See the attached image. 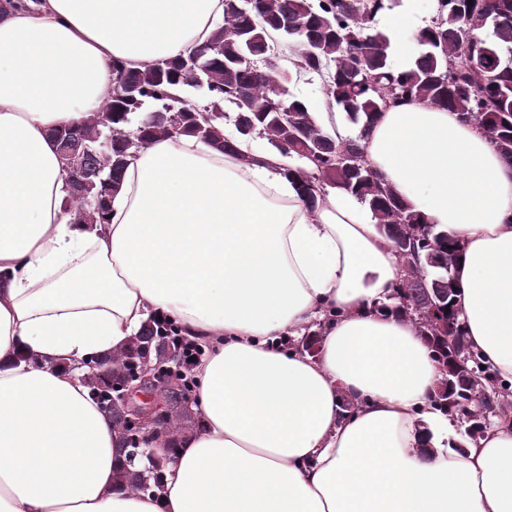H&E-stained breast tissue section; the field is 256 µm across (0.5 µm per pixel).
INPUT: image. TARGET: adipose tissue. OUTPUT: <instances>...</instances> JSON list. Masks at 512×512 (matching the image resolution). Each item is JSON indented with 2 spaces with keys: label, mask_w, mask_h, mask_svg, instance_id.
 <instances>
[{
  "label": "adipose tissue",
  "mask_w": 512,
  "mask_h": 512,
  "mask_svg": "<svg viewBox=\"0 0 512 512\" xmlns=\"http://www.w3.org/2000/svg\"><path fill=\"white\" fill-rule=\"evenodd\" d=\"M223 22L224 0H40L0 18V512H512V425L456 450L431 400L441 370L391 306L402 261L357 196L328 186L308 205L297 161L228 119L237 155L152 141L104 223L63 214L53 130L111 101L115 66L188 54ZM360 143L459 243L467 339L512 381V165L419 98ZM154 316L206 354L198 422L153 441L165 479L150 494L118 479L117 432L77 364ZM315 322L316 356L281 346Z\"/></svg>",
  "instance_id": "adipose-tissue-1"
}]
</instances>
